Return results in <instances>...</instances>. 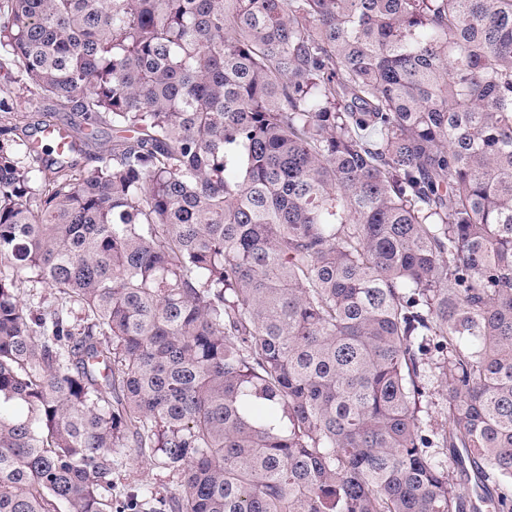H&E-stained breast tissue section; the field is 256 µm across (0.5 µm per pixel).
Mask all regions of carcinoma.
Masks as SVG:
<instances>
[{
  "label": "carcinoma",
  "instance_id": "carcinoma-1",
  "mask_svg": "<svg viewBox=\"0 0 512 512\" xmlns=\"http://www.w3.org/2000/svg\"><path fill=\"white\" fill-rule=\"evenodd\" d=\"M0 70L92 127L0 124V512H465L438 442L512 512V0H0ZM55 121L65 126L76 137L83 136L85 123L80 114H76V112H56ZM67 129L57 125L44 131V135L53 142L58 154H71L73 151V140ZM421 384L425 387L426 398L424 402V412L422 413L425 427L434 432L440 431L441 426L448 420V396L440 382L432 377H424ZM119 456L122 464L112 474L113 497H124L137 488L141 490L154 488L160 491L168 490L172 492L180 490L179 479L176 476L147 464L138 455L136 448H126Z\"/></svg>",
  "mask_w": 512,
  "mask_h": 512
}]
</instances>
